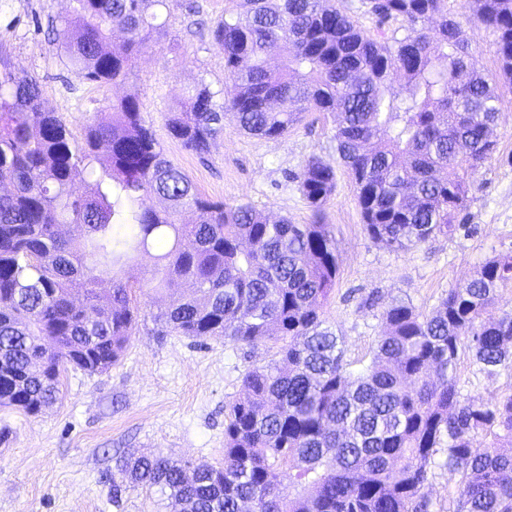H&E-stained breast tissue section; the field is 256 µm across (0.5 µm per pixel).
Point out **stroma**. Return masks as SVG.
Returning <instances> with one entry per match:
<instances>
[{
  "mask_svg": "<svg viewBox=\"0 0 512 512\" xmlns=\"http://www.w3.org/2000/svg\"><path fill=\"white\" fill-rule=\"evenodd\" d=\"M183 2L168 0L164 33L148 41L120 84L87 83L68 66L50 29L70 13L69 0H0V57L15 73L39 77L45 107L61 114L74 135H82L94 115H107L112 101L136 93L166 157L203 195L229 206L250 204L272 219L310 223L311 209L293 175L313 155L335 162L331 114L309 113L276 141L225 123L203 160L170 135L167 109L197 81L221 99L233 92L223 52L197 34L194 21L233 12L236 0H195L201 10L196 17ZM463 28L472 66L494 73L491 30L473 22ZM492 137L497 152L470 178L460 228L405 249L368 236L355 184L338 168L336 190L324 207L339 256L325 317L342 336L348 361L359 366L367 360L391 302L430 311L483 262L512 251V89L504 92ZM137 301L138 327L116 365L92 375L65 371L61 401L40 415L0 406V429L9 431L0 444V512H173L154 489L130 487L113 496V482L122 479L120 457L152 453L197 465L223 461L224 412L241 392L245 369L267 362L265 346L157 335L151 313L166 305V297L148 291ZM456 375L465 397L488 406L512 390V373L486 378L467 351ZM459 482L457 472L434 469L423 489L430 512H455Z\"/></svg>",
  "mask_w": 512,
  "mask_h": 512,
  "instance_id": "35a3bbf8",
  "label": "stroma"
}]
</instances>
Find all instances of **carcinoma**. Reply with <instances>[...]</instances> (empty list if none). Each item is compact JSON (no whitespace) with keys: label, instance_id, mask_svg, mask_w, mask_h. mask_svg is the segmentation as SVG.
I'll use <instances>...</instances> for the list:
<instances>
[{"label":"carcinoma","instance_id":"1","mask_svg":"<svg viewBox=\"0 0 512 512\" xmlns=\"http://www.w3.org/2000/svg\"><path fill=\"white\" fill-rule=\"evenodd\" d=\"M466 5L496 37L491 75L472 69L461 21L449 42L448 0H367L379 24H408L391 43L326 0H239L210 29L233 95L219 105L197 83L170 108L169 133L202 157L228 117L276 141L302 113L330 112L367 233L398 248L450 236L469 177L497 151L500 90L512 85V0ZM156 7L167 0H73L56 37L81 77L115 84L164 28ZM293 178L311 224L212 201L164 157L136 95L77 138L44 108L38 80L0 58V182L11 186L0 193V405L37 416L59 400L67 367L116 364L139 317L118 272L160 245L142 280L169 295L154 321L200 343L263 341L271 358L242 375L222 463L132 455L130 485L159 488L183 512H428L421 490L439 464L462 475L459 512H512V392L490 408L463 397L454 376L464 347L487 378L512 372V312L483 319L512 284V252L427 313L391 303L354 371L324 319L338 257L321 209L336 169L313 156ZM63 224L80 235L61 236ZM48 342L55 354L37 371Z\"/></svg>","mask_w":512,"mask_h":512}]
</instances>
